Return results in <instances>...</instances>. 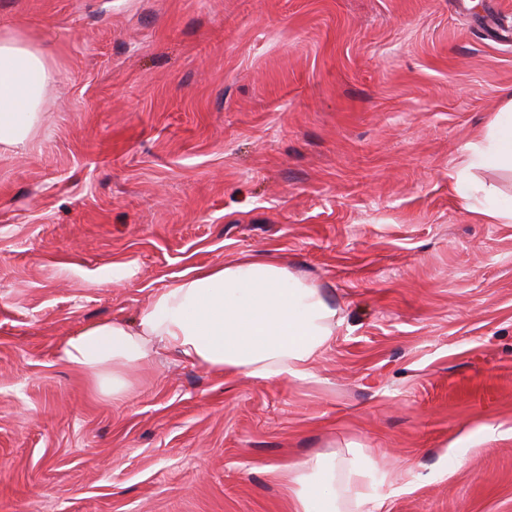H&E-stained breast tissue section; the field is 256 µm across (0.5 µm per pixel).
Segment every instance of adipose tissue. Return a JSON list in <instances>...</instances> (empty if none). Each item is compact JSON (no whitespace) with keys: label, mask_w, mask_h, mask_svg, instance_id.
<instances>
[{"label":"adipose tissue","mask_w":512,"mask_h":512,"mask_svg":"<svg viewBox=\"0 0 512 512\" xmlns=\"http://www.w3.org/2000/svg\"><path fill=\"white\" fill-rule=\"evenodd\" d=\"M55 79L44 48L18 32L0 35L1 148L23 145L36 133L43 94ZM463 165L512 171V101L494 115L486 144L474 147ZM339 324L319 284L276 259L242 257L158 290L133 320L87 324L59 343L57 357L86 371L111 399L129 391L135 366L162 351L219 375L303 379ZM371 465L357 452L299 465L288 477L297 512H340L345 489L354 490L355 508L363 512L369 497L356 486Z\"/></svg>","instance_id":"adipose-tissue-1"}]
</instances>
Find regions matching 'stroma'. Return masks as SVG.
<instances>
[{
  "label": "stroma",
  "mask_w": 512,
  "mask_h": 512,
  "mask_svg": "<svg viewBox=\"0 0 512 512\" xmlns=\"http://www.w3.org/2000/svg\"><path fill=\"white\" fill-rule=\"evenodd\" d=\"M58 75L0 149V512H295L356 449L377 512H512V224L454 191L512 90V0H0ZM325 288L311 377L56 349L239 255Z\"/></svg>",
  "instance_id": "stroma-1"
}]
</instances>
